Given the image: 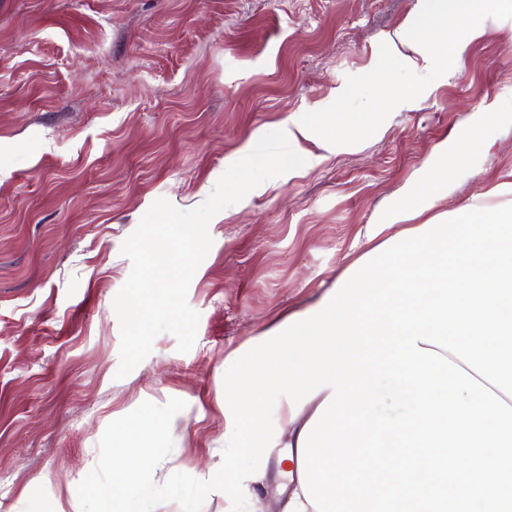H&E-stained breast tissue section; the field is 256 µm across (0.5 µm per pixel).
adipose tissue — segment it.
<instances>
[{"instance_id": "obj_1", "label": "adipose tissue", "mask_w": 512, "mask_h": 512, "mask_svg": "<svg viewBox=\"0 0 512 512\" xmlns=\"http://www.w3.org/2000/svg\"><path fill=\"white\" fill-rule=\"evenodd\" d=\"M505 0H418L388 47L421 81L444 67L437 39L481 38ZM353 117L316 137L303 119L280 126L296 166L353 145ZM478 214H433L430 194H409L379 221L397 234L369 248L314 304L288 312L244 347L272 372L260 390L288 427L296 484L286 512H512V183ZM224 390V453L240 459L239 489L258 420ZM169 421L154 413L114 423L120 440L109 479L88 475L91 494L131 512L150 495L142 464L124 447Z\"/></svg>"}]
</instances>
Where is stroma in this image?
I'll return each mask as SVG.
<instances>
[{
    "label": "stroma",
    "instance_id": "obj_1",
    "mask_svg": "<svg viewBox=\"0 0 512 512\" xmlns=\"http://www.w3.org/2000/svg\"><path fill=\"white\" fill-rule=\"evenodd\" d=\"M418 0H0V512L54 498L109 512L81 477L112 474L113 422L170 415L127 452L149 461L146 512H283L287 427L255 455L262 478L230 492L224 456L225 357L286 312L317 301L366 248L385 209L416 189L436 148L453 184L435 213L483 204L512 182V9L430 85L385 53ZM349 93L337 103V90ZM323 101L328 111L312 106ZM355 114L354 147L270 179L231 216L190 284V351L159 334L117 378L113 301L131 269L123 242L154 201L202 204L248 138L288 116L329 133Z\"/></svg>",
    "mask_w": 512,
    "mask_h": 512
}]
</instances>
